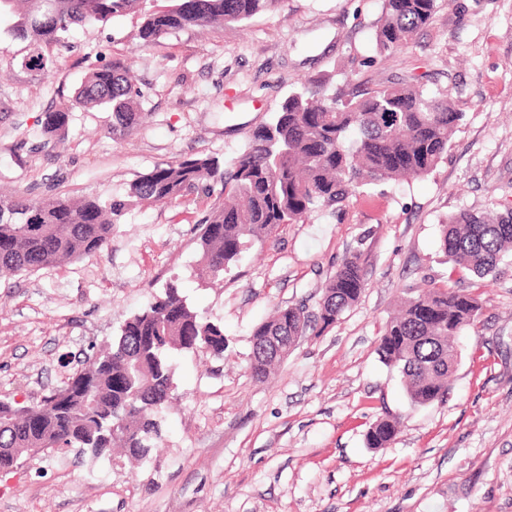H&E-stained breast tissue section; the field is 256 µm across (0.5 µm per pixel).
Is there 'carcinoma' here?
I'll list each match as a JSON object with an SVG mask.
<instances>
[{
	"label": "carcinoma",
	"instance_id": "cac0c4a2",
	"mask_svg": "<svg viewBox=\"0 0 512 512\" xmlns=\"http://www.w3.org/2000/svg\"><path fill=\"white\" fill-rule=\"evenodd\" d=\"M147 0H0V13L16 18L11 34L29 42L30 69L55 72L43 46H67L75 26L105 28L143 9ZM282 0H171L144 13L136 39L149 46L180 32L241 22L277 8ZM439 0H383L374 30L381 54L407 47L428 25ZM330 77L309 78L282 101L270 120L255 129L229 163L198 154L157 166L129 186L128 198L155 204H196L214 198L200 221L196 276L224 281L241 254L264 244L285 224L337 210L359 188L431 173L448 152L463 120L443 91L420 85L349 90L329 87ZM144 93L118 59L92 69L75 90L72 106L112 112V133L138 128ZM71 109L46 111L41 133L63 139ZM0 276H15L94 255L112 238L126 203L97 195L81 199H32L0 195ZM441 250L454 264L483 279L512 260V208L462 210L442 224ZM366 286L361 258L343 260L326 280L317 312L276 309L251 335L250 373L263 380L293 353L307 330L334 326L360 299ZM481 306L464 289L426 287L400 301L375 348L381 362L401 374L413 406L443 401L460 353L457 340L474 324ZM224 326L203 318L178 288L167 286L142 311L125 319L112 342L94 352L65 386L33 406L0 399V470L23 460L32 448H76L94 459L112 448L138 461L162 447V414L173 390L172 351L224 353ZM400 419L378 417L365 438L386 448Z\"/></svg>",
	"mask_w": 512,
	"mask_h": 512
}]
</instances>
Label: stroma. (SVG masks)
<instances>
[{
	"label": "stroma",
	"instance_id": "stroma-1",
	"mask_svg": "<svg viewBox=\"0 0 512 512\" xmlns=\"http://www.w3.org/2000/svg\"><path fill=\"white\" fill-rule=\"evenodd\" d=\"M382 0H283L242 22L140 48V15L74 29L46 48L58 73L25 69L27 41L0 16V190L126 200L154 167L204 153L227 161L305 79L336 87L419 83L448 91L464 119L429 175L360 189L339 211L282 226L244 253L223 284L195 276L205 204L129 202L101 252L0 278V399L33 405L67 383L92 347L167 283L224 327L226 347L171 356L173 407L145 462L45 450L0 473V512H512V264L477 293L474 325L448 399L411 405L375 353L406 292L449 278L441 225L463 209L512 204V0H442L402 50L379 54ZM123 59L144 91L142 124L112 133L110 112L72 106L92 66ZM72 111L66 141L43 112ZM360 254L366 288L325 332H308L264 382L249 371L251 333L276 307L316 311L322 286ZM386 448L365 433L383 413ZM399 425L400 419L388 413L378 417L365 434L368 447H388L398 434Z\"/></svg>",
	"mask_w": 512,
	"mask_h": 512
}]
</instances>
